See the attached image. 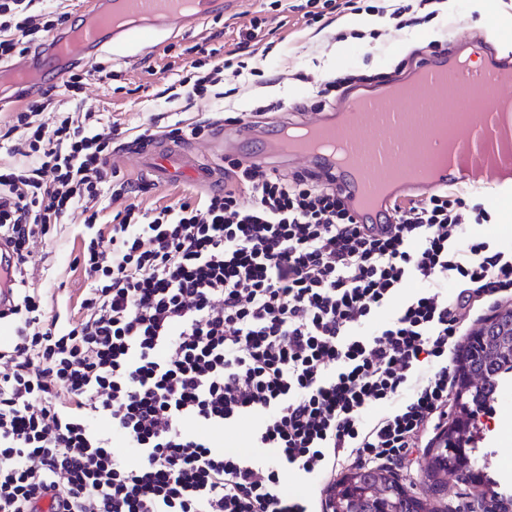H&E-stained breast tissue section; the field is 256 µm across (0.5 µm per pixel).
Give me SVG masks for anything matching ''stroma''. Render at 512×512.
<instances>
[{"label": "stroma", "instance_id": "stroma-1", "mask_svg": "<svg viewBox=\"0 0 512 512\" xmlns=\"http://www.w3.org/2000/svg\"><path fill=\"white\" fill-rule=\"evenodd\" d=\"M410 10L401 19L391 16L390 0H355L358 7H374L389 21L374 29H335L336 14L317 21L298 13L280 14L270 10L269 0H241L236 12L208 19L196 29L166 36L164 50L149 54L132 47L104 48L96 63L116 72L111 83L88 85L83 91L88 104L101 112L104 120L116 122L122 141L140 136H166L170 125L198 124L200 135L181 136V143L205 149L216 124L225 131L236 130L235 119L245 116L253 123L273 125L280 118L310 121L319 114L312 105L313 92L321 83L340 80L339 88L328 96L332 105H341L349 88H379L407 75L422 60L459 50L462 39H470L481 50L473 57L483 63L484 49L505 51L512 47V0H498L496 9L481 13L478 0H455L452 12L425 14L419 0H403ZM263 16L265 26L251 42L250 55L243 61L248 70L240 77L225 76L224 97L205 94L191 100L166 102L164 90L185 78H195L190 47L215 48L227 58L236 47L239 34L253 16ZM210 185L190 179L171 180L148 186L139 194L142 209L149 210L177 199L204 193ZM475 200L490 214L491 237L498 249L512 250V187L497 186L476 190ZM76 225H58L52 241L37 245L31 261L23 267L27 287L40 293L60 287L79 298L90 279L82 266L74 265L81 242ZM484 440L473 452L475 466L498 481L512 494V470L499 471L496 464L512 460V403L498 401L489 417L477 418ZM398 477L416 496H429L441 512H461L472 503L467 485L453 483L437 495H429V481L423 469L398 470Z\"/></svg>", "mask_w": 512, "mask_h": 512}]
</instances>
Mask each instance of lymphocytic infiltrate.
Wrapping results in <instances>:
<instances>
[{"label":"lymphocytic infiltrate","instance_id":"1","mask_svg":"<svg viewBox=\"0 0 512 512\" xmlns=\"http://www.w3.org/2000/svg\"><path fill=\"white\" fill-rule=\"evenodd\" d=\"M33 2L0 0L1 63L71 17ZM53 105L42 92L0 131L29 160L0 164V512L46 495L53 512H314L288 474L322 487L345 465L412 468L448 416V353L476 298L512 295V252L468 230L488 212L439 193L394 205L378 233L313 176L237 161L223 189L145 212L108 177L116 128ZM77 211L91 282L54 312L18 274ZM257 415L254 452L225 450L217 432Z\"/></svg>","mask_w":512,"mask_h":512}]
</instances>
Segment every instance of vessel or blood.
Returning <instances> with one entry per match:
<instances>
[{
    "label": "vessel or blood",
    "mask_w": 512,
    "mask_h": 512,
    "mask_svg": "<svg viewBox=\"0 0 512 512\" xmlns=\"http://www.w3.org/2000/svg\"><path fill=\"white\" fill-rule=\"evenodd\" d=\"M238 3L194 0L188 8L183 0H93L92 9L77 24L52 35L36 54L9 66L11 86L20 93L36 94L44 72L62 78L72 64L91 62L107 45L152 51L164 31L195 28L207 18L234 12ZM454 70L459 73L461 91L450 98L448 128L459 152L467 150L469 157L461 159L458 152L447 165L434 167L429 186L437 190L471 181L499 183L504 158L512 159V66L475 68L465 56L422 63L404 81L408 96L403 103H393L380 93L353 94L348 109L361 114L360 122L345 124L336 117L316 121V128L340 137L345 151L358 160L361 175L337 167L331 155L289 146L281 124H250L232 134L219 129L213 146L222 155L271 172L284 169L289 159L303 158L309 167L331 175L333 187L344 196L358 223L386 224L392 220V203L404 197L405 188L397 186L384 196L378 188L384 175L397 169L434 166L430 130L440 115L431 111L430 101L441 93L444 76ZM147 165L162 181L215 177L200 154L171 148L157 149Z\"/></svg>",
    "instance_id": "1"
}]
</instances>
